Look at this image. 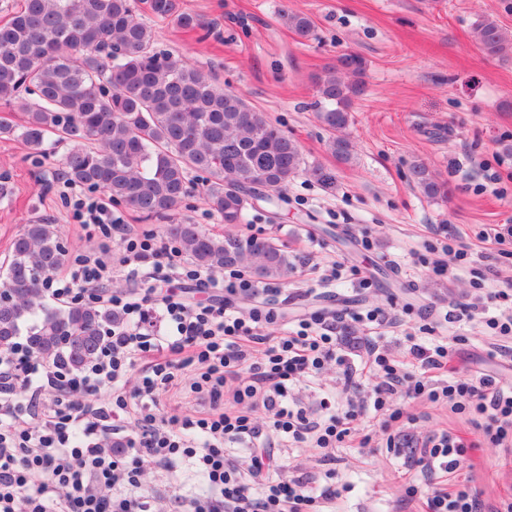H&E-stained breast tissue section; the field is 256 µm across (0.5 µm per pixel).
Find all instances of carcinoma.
<instances>
[{
  "label": "carcinoma",
  "mask_w": 512,
  "mask_h": 512,
  "mask_svg": "<svg viewBox=\"0 0 512 512\" xmlns=\"http://www.w3.org/2000/svg\"><path fill=\"white\" fill-rule=\"evenodd\" d=\"M145 3L178 27L197 25L181 0ZM280 18L300 37L312 36L308 16L286 9ZM474 37L490 58L512 55V38L492 19L478 22ZM366 68L362 56L345 52L314 76L325 148L342 163L354 157L350 105L364 92ZM0 105L24 115L20 124L1 119L0 138L41 153L70 144L56 178L99 188L147 219L176 211L191 192L188 175L197 172L212 212L224 224H240L259 190L281 192L305 170L297 143L265 113L157 47L136 0H26L0 25ZM411 177L425 196L445 194L425 165H413ZM165 232L210 271L241 266L260 282H282L294 269L270 238L214 236L187 220ZM67 259L58 225L49 221L24 225L12 240L0 284V350L25 330L40 357L75 370L94 359L120 316L100 305L47 304L42 281Z\"/></svg>",
  "instance_id": "cac0c4a2"
}]
</instances>
